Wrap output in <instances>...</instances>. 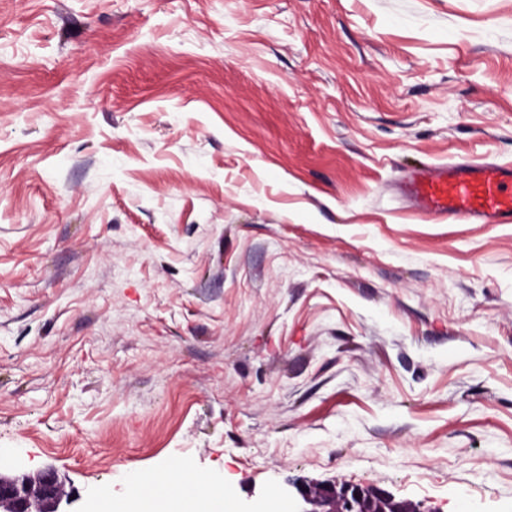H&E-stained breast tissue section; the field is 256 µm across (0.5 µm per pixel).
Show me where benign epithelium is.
<instances>
[{"label": "benign epithelium", "instance_id": "7a95c632", "mask_svg": "<svg viewBox=\"0 0 512 512\" xmlns=\"http://www.w3.org/2000/svg\"><path fill=\"white\" fill-rule=\"evenodd\" d=\"M297 491L307 507L297 512H374L394 498L358 486L300 485ZM66 497L63 482L52 468L35 476L7 477L0 473V512H60Z\"/></svg>", "mask_w": 512, "mask_h": 512}]
</instances>
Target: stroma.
<instances>
[{
  "instance_id": "1",
  "label": "stroma",
  "mask_w": 512,
  "mask_h": 512,
  "mask_svg": "<svg viewBox=\"0 0 512 512\" xmlns=\"http://www.w3.org/2000/svg\"><path fill=\"white\" fill-rule=\"evenodd\" d=\"M512 0H0V472L69 512L191 460L512 512ZM407 189L419 211L437 219L512 223L511 163H458L421 170Z\"/></svg>"
}]
</instances>
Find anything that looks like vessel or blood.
Listing matches in <instances>:
<instances>
[{
  "mask_svg": "<svg viewBox=\"0 0 512 512\" xmlns=\"http://www.w3.org/2000/svg\"><path fill=\"white\" fill-rule=\"evenodd\" d=\"M408 193L423 214L512 223V164L471 162L417 172Z\"/></svg>",
  "mask_w": 512,
  "mask_h": 512,
  "instance_id": "vessel-or-blood-1",
  "label": "vessel or blood"
}]
</instances>
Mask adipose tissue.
<instances>
[{"mask_svg":"<svg viewBox=\"0 0 512 512\" xmlns=\"http://www.w3.org/2000/svg\"><path fill=\"white\" fill-rule=\"evenodd\" d=\"M182 481L190 485L191 495L180 504L168 499L169 483ZM130 512H220L224 505V485L218 481H200L189 463L176 465L174 471L151 475L137 493L127 495Z\"/></svg>","mask_w":512,"mask_h":512,"instance_id":"1","label":"adipose tissue"}]
</instances>
